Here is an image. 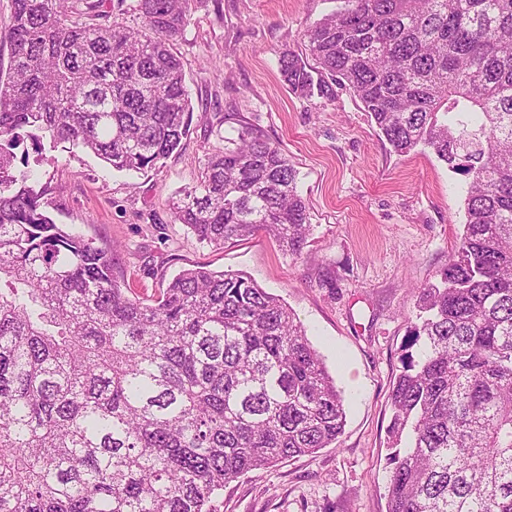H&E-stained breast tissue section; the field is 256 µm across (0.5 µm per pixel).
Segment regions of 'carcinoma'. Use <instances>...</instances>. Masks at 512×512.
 I'll list each match as a JSON object with an SVG mask.
<instances>
[{
    "label": "carcinoma",
    "instance_id": "cac0c4a2",
    "mask_svg": "<svg viewBox=\"0 0 512 512\" xmlns=\"http://www.w3.org/2000/svg\"><path fill=\"white\" fill-rule=\"evenodd\" d=\"M12 0L0 67V512H209L215 491L337 442L344 398L302 323L238 274L180 271L140 299L112 248L56 224L19 131L114 171L190 133L176 40L194 0ZM279 57L300 97L348 90L398 155L464 177L465 224L418 291L390 395L388 512H512V0H341ZM329 76L325 81L323 76ZM173 221L216 248L256 231L300 258L313 225L288 154L236 113Z\"/></svg>",
    "mask_w": 512,
    "mask_h": 512
}]
</instances>
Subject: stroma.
<instances>
[{
  "instance_id": "stroma-1",
  "label": "stroma",
  "mask_w": 512,
  "mask_h": 512,
  "mask_svg": "<svg viewBox=\"0 0 512 512\" xmlns=\"http://www.w3.org/2000/svg\"><path fill=\"white\" fill-rule=\"evenodd\" d=\"M339 0H194L175 42L193 104L191 131L159 168L116 172L80 148H16L46 186L56 223L113 246L114 272L153 295L185 268L240 273L305 327L345 399L336 446L248 474L217 491L211 512H387L389 393L402 369L416 288L439 281L464 222L461 178L430 151L399 156L344 89L291 93L278 63L304 53L306 26ZM276 142L298 171L313 234L309 261L263 232L216 249L172 218L210 145L232 134L224 113Z\"/></svg>"
}]
</instances>
